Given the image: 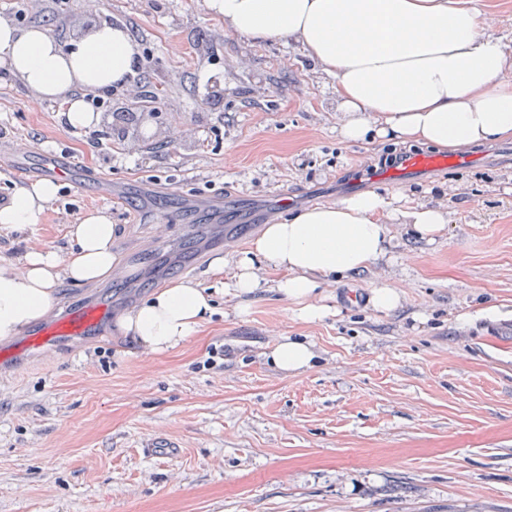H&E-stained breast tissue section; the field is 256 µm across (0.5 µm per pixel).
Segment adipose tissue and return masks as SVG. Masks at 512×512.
Here are the masks:
<instances>
[{"label":"adipose tissue","instance_id":"ef3b65f1","mask_svg":"<svg viewBox=\"0 0 512 512\" xmlns=\"http://www.w3.org/2000/svg\"><path fill=\"white\" fill-rule=\"evenodd\" d=\"M206 6L235 35L299 46L331 75L336 109L344 114L341 141L461 150L512 139V44L491 34L473 0H206ZM135 55L128 31L106 22L63 44L48 28L20 29L0 18V75L61 103L73 127L97 122L89 96L122 83ZM57 191L49 180L15 188L0 206V227L37 223ZM391 222L431 242L443 235L448 213L377 192L304 209L267 225L237 255L224 293L254 294V267L261 260L282 272L277 291L300 319L322 320L331 312L319 300L324 282L383 258ZM117 234L107 215L94 213L70 228L67 257L31 252L19 273L0 265V340L47 315L60 278L76 285L108 278ZM214 312L211 292L175 282L121 315L115 330L161 354L194 336Z\"/></svg>","mask_w":512,"mask_h":512}]
</instances>
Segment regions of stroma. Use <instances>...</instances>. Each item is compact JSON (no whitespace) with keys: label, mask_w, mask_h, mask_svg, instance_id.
Returning <instances> with one entry per match:
<instances>
[{"label":"stroma","mask_w":512,"mask_h":512,"mask_svg":"<svg viewBox=\"0 0 512 512\" xmlns=\"http://www.w3.org/2000/svg\"><path fill=\"white\" fill-rule=\"evenodd\" d=\"M88 16L128 30L159 118L102 150L59 104L0 85V206L41 180L48 148L87 181L60 183L38 223L0 228V264L66 254L69 226L102 210L125 269L113 316L176 281L214 290L217 312L166 354L109 324L0 366V512H512V141L377 180L368 166L411 145L340 141L333 82L297 48L228 32L205 0H68L62 16L41 0L15 24L65 41ZM368 191L447 210L444 235L390 225L386 257L323 285L333 313L318 322L261 261L253 295H224L267 225ZM186 224L223 226V276ZM382 285L394 311L371 304ZM286 336L311 345V368L271 364ZM157 438L175 454L149 455ZM371 303L379 312H390L399 304V293L388 285L376 287L372 292Z\"/></svg>","instance_id":"stroma-1"}]
</instances>
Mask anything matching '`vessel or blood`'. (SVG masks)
Returning <instances> with one entry per match:
<instances>
[{
    "label": "vessel or blood",
    "instance_id": "vessel-or-blood-1",
    "mask_svg": "<svg viewBox=\"0 0 512 512\" xmlns=\"http://www.w3.org/2000/svg\"><path fill=\"white\" fill-rule=\"evenodd\" d=\"M448 165L446 156L412 152L399 165L381 168L379 176L395 180L411 171L434 170ZM43 168L45 176L49 178L70 182L77 188L82 185L75 164L57 154L45 155ZM111 309L112 301L107 298L74 305L49 316L39 328L19 337L12 347L0 348V364L14 361L28 352H38L66 340L73 341L94 334L109 319Z\"/></svg>",
    "mask_w": 512,
    "mask_h": 512
}]
</instances>
